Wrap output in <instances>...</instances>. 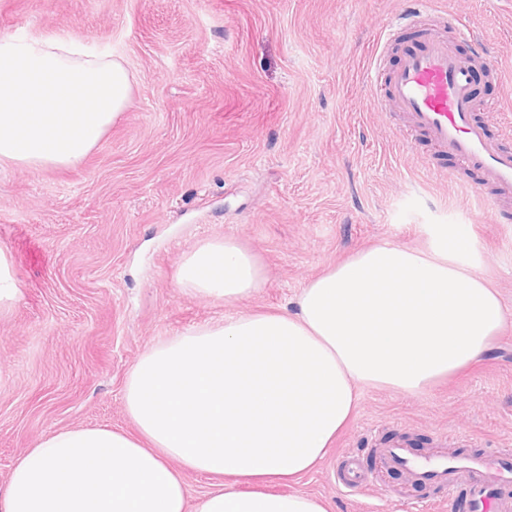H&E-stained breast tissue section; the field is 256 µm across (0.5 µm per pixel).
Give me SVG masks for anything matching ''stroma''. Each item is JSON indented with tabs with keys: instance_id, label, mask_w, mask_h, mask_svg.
Listing matches in <instances>:
<instances>
[{
	"instance_id": "1",
	"label": "stroma",
	"mask_w": 512,
	"mask_h": 512,
	"mask_svg": "<svg viewBox=\"0 0 512 512\" xmlns=\"http://www.w3.org/2000/svg\"><path fill=\"white\" fill-rule=\"evenodd\" d=\"M459 20L449 41L490 61L483 103L512 98V0H431ZM411 0H0V36L69 31L136 77L122 116L73 168H0V248L22 297L0 319V484L59 429L132 430L122 389L157 342L240 312L288 310L306 282L381 241L421 247L426 226L468 224L512 312V204L477 220L461 188L428 173L376 106L367 66ZM231 237L266 271L253 298L183 294L180 261ZM463 438L512 452V326L472 367L419 394L364 388L331 456L278 493L330 512H418L430 489L383 469L378 448ZM358 449L374 488L337 490V453Z\"/></svg>"
}]
</instances>
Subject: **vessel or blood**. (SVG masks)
<instances>
[{"instance_id": "1", "label": "vessel or blood", "mask_w": 512, "mask_h": 512, "mask_svg": "<svg viewBox=\"0 0 512 512\" xmlns=\"http://www.w3.org/2000/svg\"><path fill=\"white\" fill-rule=\"evenodd\" d=\"M397 64L382 72L373 62L369 83L384 82L385 101L401 113L404 142L424 137L434 148L429 173L448 177L463 187L478 212L496 221L497 201L512 196V151L502 142L505 130L491 135L475 112L479 61L461 54L447 37L420 30L410 39H394ZM385 468L404 471L412 484L441 490L466 483L467 512H512V454L479 449L454 452L439 448L421 455L409 439L399 438L382 448ZM337 486L359 494L371 485L357 457L343 453L332 473Z\"/></svg>"}]
</instances>
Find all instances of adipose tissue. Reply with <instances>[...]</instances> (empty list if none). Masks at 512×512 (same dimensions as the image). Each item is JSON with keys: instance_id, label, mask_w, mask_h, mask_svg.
<instances>
[{"instance_id": "adipose-tissue-1", "label": "adipose tissue", "mask_w": 512, "mask_h": 512, "mask_svg": "<svg viewBox=\"0 0 512 512\" xmlns=\"http://www.w3.org/2000/svg\"><path fill=\"white\" fill-rule=\"evenodd\" d=\"M121 59L72 33L0 36V167L79 165L132 94ZM265 270L230 237L186 253L177 285L227 305ZM512 315L481 274L470 229L426 247L383 242L308 280L294 311L243 312L156 343L128 371L135 430L63 429L18 458L0 512H328L266 492L320 465L360 391L417 394L487 353ZM215 477L188 503L186 477Z\"/></svg>"}]
</instances>
